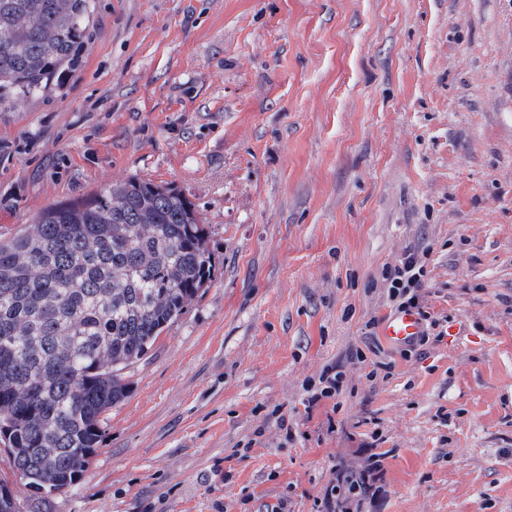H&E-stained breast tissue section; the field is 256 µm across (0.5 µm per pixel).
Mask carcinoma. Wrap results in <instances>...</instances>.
Listing matches in <instances>:
<instances>
[{
  "mask_svg": "<svg viewBox=\"0 0 512 512\" xmlns=\"http://www.w3.org/2000/svg\"><path fill=\"white\" fill-rule=\"evenodd\" d=\"M91 13L90 0H0V104L42 95ZM206 240L179 191L131 177L0 241V442L26 486L81 484L102 415L130 391L124 370L208 286Z\"/></svg>",
  "mask_w": 512,
  "mask_h": 512,
  "instance_id": "obj_1",
  "label": "carcinoma"
}]
</instances>
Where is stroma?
Wrapping results in <instances>:
<instances>
[{
  "mask_svg": "<svg viewBox=\"0 0 512 512\" xmlns=\"http://www.w3.org/2000/svg\"><path fill=\"white\" fill-rule=\"evenodd\" d=\"M94 3L78 65L0 110V238L135 176L195 205L211 280L82 485L1 448L0 480L33 512H315L375 454L359 512H512V0ZM410 247L448 334L407 359L365 324ZM344 376L341 370H336V368L327 369L321 376L320 383L323 386L320 389L305 388L307 393V405L305 407L310 408L323 399H332L339 396L343 391Z\"/></svg>",
  "mask_w": 512,
  "mask_h": 512,
  "instance_id": "35a3bbf8",
  "label": "stroma"
}]
</instances>
